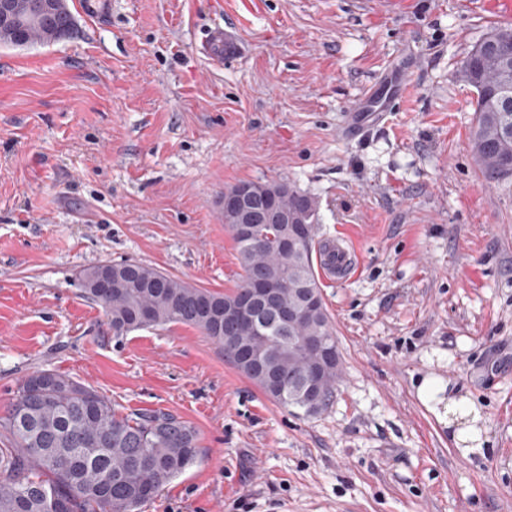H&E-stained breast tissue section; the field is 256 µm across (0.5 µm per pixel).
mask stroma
Here are the masks:
<instances>
[{"label":"stroma","mask_w":512,"mask_h":512,"mask_svg":"<svg viewBox=\"0 0 512 512\" xmlns=\"http://www.w3.org/2000/svg\"><path fill=\"white\" fill-rule=\"evenodd\" d=\"M72 35L0 44V413L36 370L119 412L197 431L196 462L142 512H512V177L470 147L460 78L512 0H109ZM235 57L202 48L214 26ZM419 67L389 120L349 136L366 82ZM288 181L344 234L354 273L321 292L341 357L318 414L279 406L199 330L113 336L81 270L137 262L229 292L241 269L220 199ZM480 406L463 455L422 378Z\"/></svg>","instance_id":"stroma-1"}]
</instances>
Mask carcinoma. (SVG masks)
I'll list each match as a JSON object with an SVG mask.
<instances>
[{"label":"carcinoma","instance_id":"cac0c4a2","mask_svg":"<svg viewBox=\"0 0 512 512\" xmlns=\"http://www.w3.org/2000/svg\"><path fill=\"white\" fill-rule=\"evenodd\" d=\"M74 18L67 0L49 21L34 22L20 32L0 26V44H49L67 37ZM490 53L474 48L460 78L476 90V123L470 134L473 156L489 179L512 175V103L496 102L499 59L512 56V27L496 28ZM266 196L303 227L270 224L263 219L264 201L256 200L251 232L241 235L228 224L237 245L241 285L230 293L197 288L154 267L134 262L112 265V291L92 288L103 265L84 269L83 297L105 312L114 336L181 324L194 327L224 349V358L285 408L305 410L300 384L314 351L305 340L316 337L338 356L334 329L321 305L305 322L284 325L279 313L304 304L306 294H321L312 261L318 204L286 181L261 184ZM297 239L286 250L281 243ZM255 278L280 286L271 302L258 305L253 322L224 319L240 293ZM340 363L326 375L319 408L336 389ZM0 512H142L143 506L191 466L198 455L197 434L187 421L161 410L121 414L97 390L51 370H37L19 384L0 416Z\"/></svg>","mask_w":512,"mask_h":512}]
</instances>
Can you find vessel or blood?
<instances>
[{
	"label": "vessel or blood",
	"instance_id": "1",
	"mask_svg": "<svg viewBox=\"0 0 512 512\" xmlns=\"http://www.w3.org/2000/svg\"><path fill=\"white\" fill-rule=\"evenodd\" d=\"M203 45L214 58L221 59L235 55L238 46L227 30L217 26L207 31ZM414 60L409 55H402L380 70L364 88L357 105L352 109L350 129H358L375 121L385 113L393 111L403 98L407 88V73L413 67ZM326 250L333 254V261H321V273L326 280L350 276L356 268L357 255L347 244L344 236H337L326 245Z\"/></svg>",
	"mask_w": 512,
	"mask_h": 512
}]
</instances>
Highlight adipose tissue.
Listing matches in <instances>:
<instances>
[{"label":"adipose tissue","mask_w":512,"mask_h":512,"mask_svg":"<svg viewBox=\"0 0 512 512\" xmlns=\"http://www.w3.org/2000/svg\"><path fill=\"white\" fill-rule=\"evenodd\" d=\"M442 379L424 378L417 387L420 399L429 405L437 420L448 429L455 448L466 455L482 453L487 444L483 416L476 404L467 397H445Z\"/></svg>","instance_id":"adipose-tissue-1"}]
</instances>
